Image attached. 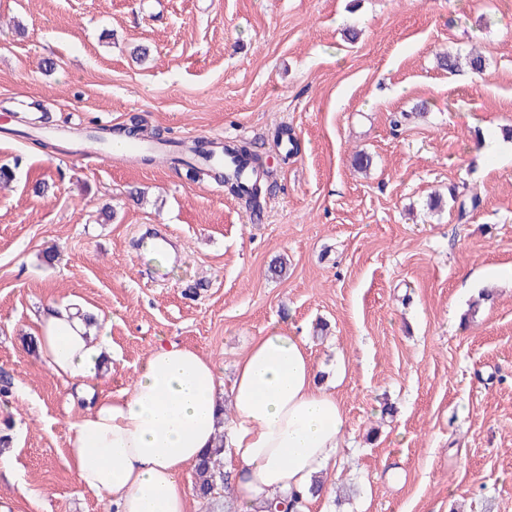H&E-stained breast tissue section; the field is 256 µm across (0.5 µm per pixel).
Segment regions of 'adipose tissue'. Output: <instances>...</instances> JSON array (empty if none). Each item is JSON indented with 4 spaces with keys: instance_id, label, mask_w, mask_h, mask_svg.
<instances>
[{
    "instance_id": "obj_1",
    "label": "adipose tissue",
    "mask_w": 512,
    "mask_h": 512,
    "mask_svg": "<svg viewBox=\"0 0 512 512\" xmlns=\"http://www.w3.org/2000/svg\"><path fill=\"white\" fill-rule=\"evenodd\" d=\"M35 340L65 386L91 392L106 342L94 339L82 308L44 309ZM345 429L305 342L282 328L252 340L228 384L212 358L160 341L132 385L101 396L72 425L70 464L111 512H187L184 475L220 439L225 469L241 472L239 512H264L269 500L335 473Z\"/></svg>"
}]
</instances>
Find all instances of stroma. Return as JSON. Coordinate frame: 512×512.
<instances>
[{
    "label": "stroma",
    "instance_id": "35a3bbf8",
    "mask_svg": "<svg viewBox=\"0 0 512 512\" xmlns=\"http://www.w3.org/2000/svg\"><path fill=\"white\" fill-rule=\"evenodd\" d=\"M473 48L483 74L438 67ZM5 112L29 117L0 129L13 512L108 508L68 465L85 402L23 344L51 302L102 315L103 392L161 336L227 376L270 327L301 337L346 415L347 493L327 512H512V155L487 150L512 128V0H0ZM134 116L248 142L259 203L171 163L36 144ZM145 224L184 252L167 281L133 247Z\"/></svg>",
    "mask_w": 512,
    "mask_h": 512
}]
</instances>
